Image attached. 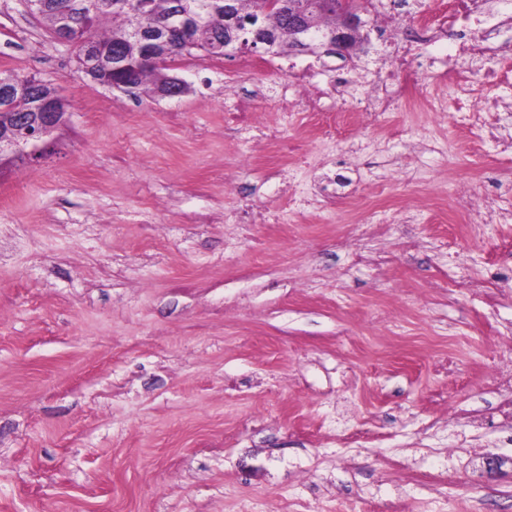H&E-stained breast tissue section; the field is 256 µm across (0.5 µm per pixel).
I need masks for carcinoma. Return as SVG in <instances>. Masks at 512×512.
Wrapping results in <instances>:
<instances>
[{"mask_svg":"<svg viewBox=\"0 0 512 512\" xmlns=\"http://www.w3.org/2000/svg\"><path fill=\"white\" fill-rule=\"evenodd\" d=\"M88 2L89 0H39L37 15L52 33L64 25L68 26L77 51H82L83 41L89 38L112 53L95 76L96 82L101 85L112 83L114 63L132 65L139 60L143 54L140 34L161 33L176 13L181 14L184 22L192 28L191 44L175 40L160 48L159 62L137 73L138 86H149L153 92L162 89L169 80L166 73L167 62L185 52L197 49L214 56L224 55V50L216 49V44L224 43V0H145L147 6L138 13L114 8L110 5L111 0H96L98 6L92 12ZM284 2L280 12L270 13L266 19L267 29L277 36L273 50L275 55L293 46L292 36L289 34V0ZM304 2L309 19L317 32L326 31L334 23L330 11L323 8L325 0ZM14 78L23 86V91L28 96L21 104L0 103V137L9 138L15 134L18 113L39 111V98L29 93L32 85L46 89L51 84V81L34 75L16 74Z\"/></svg>","mask_w":512,"mask_h":512,"instance_id":"obj_1","label":"carcinoma"}]
</instances>
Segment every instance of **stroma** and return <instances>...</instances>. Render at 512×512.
Segmentation results:
<instances>
[{"label":"stroma","mask_w":512,"mask_h":512,"mask_svg":"<svg viewBox=\"0 0 512 512\" xmlns=\"http://www.w3.org/2000/svg\"><path fill=\"white\" fill-rule=\"evenodd\" d=\"M468 111L396 112L315 140L296 102L246 99L303 145L276 168L224 134L289 52L201 50L182 96L104 87L25 0H0V74L54 80L67 122L0 166V512H512L488 357L512 365V59L462 46ZM388 189L372 197L377 176ZM331 183L338 204H308ZM488 205L465 232L452 198Z\"/></svg>","instance_id":"stroma-1"}]
</instances>
